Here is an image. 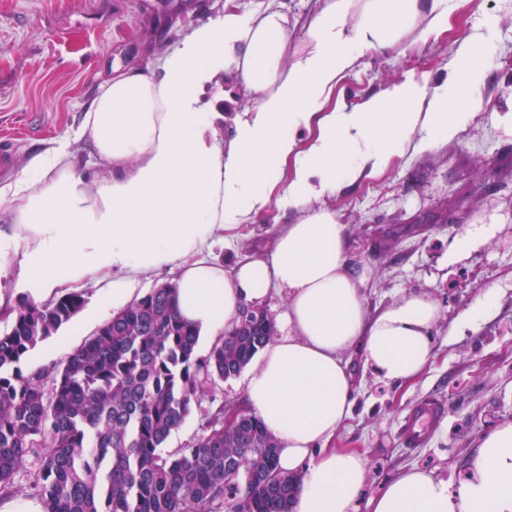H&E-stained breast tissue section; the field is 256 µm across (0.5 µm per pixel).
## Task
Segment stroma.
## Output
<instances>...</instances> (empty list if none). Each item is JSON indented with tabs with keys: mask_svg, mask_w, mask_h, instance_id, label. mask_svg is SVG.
Here are the masks:
<instances>
[{
	"mask_svg": "<svg viewBox=\"0 0 512 512\" xmlns=\"http://www.w3.org/2000/svg\"><path fill=\"white\" fill-rule=\"evenodd\" d=\"M225 0H0V185L56 139L72 132L99 87L134 67L159 69L193 29L224 11ZM243 8H278L288 16L292 46H299L317 0H236ZM497 18L483 83L484 106L452 141L425 153L406 152L381 172L328 198L349 241V259L364 271L362 295L369 310L427 292L441 317L432 331L434 356L413 382L396 384L354 361L357 391L353 414L337 444L361 449L368 462L366 495L378 493L400 472L416 467L459 485L466 458L480 436L512 422V131L499 117L512 113V0H453L448 29L427 43L414 33L391 50L365 53L332 94L333 107L351 106L408 77L437 82L448 74L458 48L481 36L484 14ZM228 111L222 140L234 119L254 101L234 77L207 94ZM486 166L495 182L487 194L477 172ZM278 181L258 216L225 231L202 252L225 267L269 252L284 212ZM447 207L454 224L417 227L418 211ZM479 238L467 255L451 250L467 232ZM111 277L86 284L81 311L58 334L35 348L22 366L53 372L104 325L93 309ZM496 304L473 317L486 293ZM244 378L217 381L211 399L194 407L168 438L166 450L183 448L200 434L213 401H242ZM444 408L427 441L404 446L401 426L421 401Z\"/></svg>",
	"mask_w": 512,
	"mask_h": 512,
	"instance_id": "35a3bbf8",
	"label": "stroma"
}]
</instances>
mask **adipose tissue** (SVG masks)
I'll list each match as a JSON object with an SVG mask.
<instances>
[{
	"instance_id": "ef3b65f1",
	"label": "adipose tissue",
	"mask_w": 512,
	"mask_h": 512,
	"mask_svg": "<svg viewBox=\"0 0 512 512\" xmlns=\"http://www.w3.org/2000/svg\"><path fill=\"white\" fill-rule=\"evenodd\" d=\"M451 10L452 0H321L292 54L283 12L226 0L160 71L133 68L103 83L73 137L0 185V261L16 263L33 304L108 271L112 300L99 310L118 313L132 304L140 276L164 270L180 318L213 337L271 287L288 289V332L254 356L244 392L279 444L280 469L299 477L293 512H356L361 503L367 512H512V423L482 436L456 489L411 468L362 499L366 457L336 445L356 389L350 353L385 379L412 380L431 358L440 310L418 290L369 311L364 276L348 263L346 227L323 200L407 149L422 153L458 136L484 106L497 20L484 18L483 35L460 46L436 86L409 77L350 109L327 102L365 52L396 47L411 27L428 42L447 30ZM224 74L255 100L225 145L222 113L203 103ZM312 124L316 136L300 147L298 129ZM75 139L91 144L93 180L71 161ZM283 173L284 203L300 218L276 235L271 253L229 269L201 259L206 244L267 207Z\"/></svg>"
}]
</instances>
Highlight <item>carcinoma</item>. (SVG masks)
I'll list each match as a JSON object with an SVG mask.
<instances>
[{
  "instance_id": "obj_1",
  "label": "carcinoma",
  "mask_w": 512,
  "mask_h": 512,
  "mask_svg": "<svg viewBox=\"0 0 512 512\" xmlns=\"http://www.w3.org/2000/svg\"><path fill=\"white\" fill-rule=\"evenodd\" d=\"M175 286L155 288L109 320L43 384L21 363L83 307L69 292L20 306L0 334V491L35 459L43 512H292L297 477L282 472L277 443L238 405L164 453L171 432L212 390L235 377L275 335L265 314L236 321L204 358L197 333L178 317Z\"/></svg>"
}]
</instances>
